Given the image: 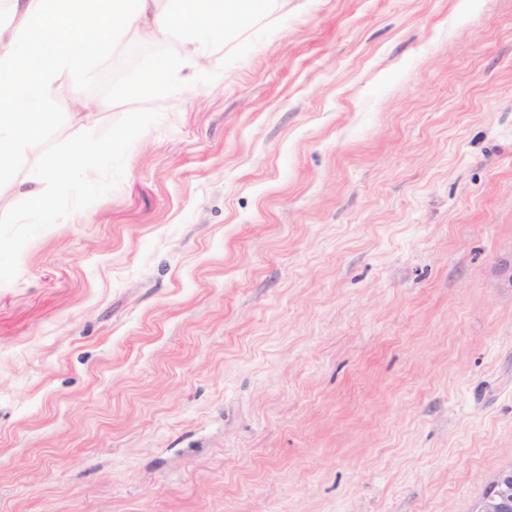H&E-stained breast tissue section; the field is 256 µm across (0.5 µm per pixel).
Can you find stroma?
I'll use <instances>...</instances> for the list:
<instances>
[{
    "mask_svg": "<svg viewBox=\"0 0 512 512\" xmlns=\"http://www.w3.org/2000/svg\"><path fill=\"white\" fill-rule=\"evenodd\" d=\"M87 136L57 223L0 208V512H472L512 467V0H291ZM85 163L81 167L83 189L92 192L96 188L99 171L112 159V150L103 149L95 140L87 141L83 147Z\"/></svg>",
    "mask_w": 512,
    "mask_h": 512,
    "instance_id": "stroma-1",
    "label": "stroma"
}]
</instances>
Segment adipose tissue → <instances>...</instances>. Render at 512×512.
<instances>
[{
	"instance_id": "adipose-tissue-1",
	"label": "adipose tissue",
	"mask_w": 512,
	"mask_h": 512,
	"mask_svg": "<svg viewBox=\"0 0 512 512\" xmlns=\"http://www.w3.org/2000/svg\"><path fill=\"white\" fill-rule=\"evenodd\" d=\"M285 0H11L8 16L0 20V99L13 111L0 113V193L25 203L31 224H52L53 211L42 206L51 178L35 168L23 179L11 174L13 163L42 126L52 120L49 103L68 118L80 119L98 106L61 75H80L97 56L123 35L143 42L169 40L177 51L164 63L162 80L170 96L189 93L179 73L208 67L216 38L226 28L251 26L261 14L283 8ZM112 159L110 150L87 141L82 157H68L62 172L80 167L83 188H96L99 171Z\"/></svg>"
}]
</instances>
